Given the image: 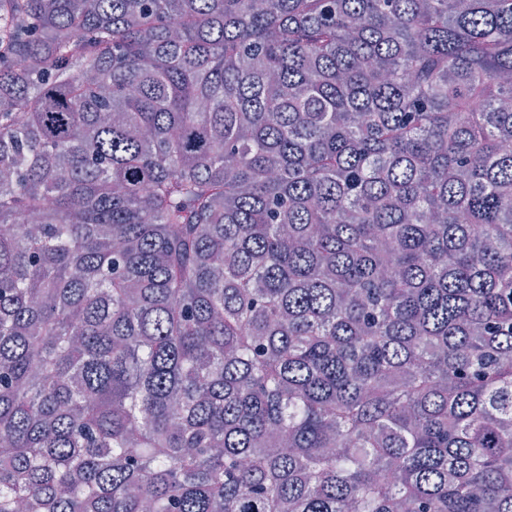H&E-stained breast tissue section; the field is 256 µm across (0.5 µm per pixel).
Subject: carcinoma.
Wrapping results in <instances>:
<instances>
[{
	"label": "carcinoma",
	"instance_id": "1",
	"mask_svg": "<svg viewBox=\"0 0 512 512\" xmlns=\"http://www.w3.org/2000/svg\"><path fill=\"white\" fill-rule=\"evenodd\" d=\"M512 0H0V512H512Z\"/></svg>",
	"mask_w": 512,
	"mask_h": 512
}]
</instances>
